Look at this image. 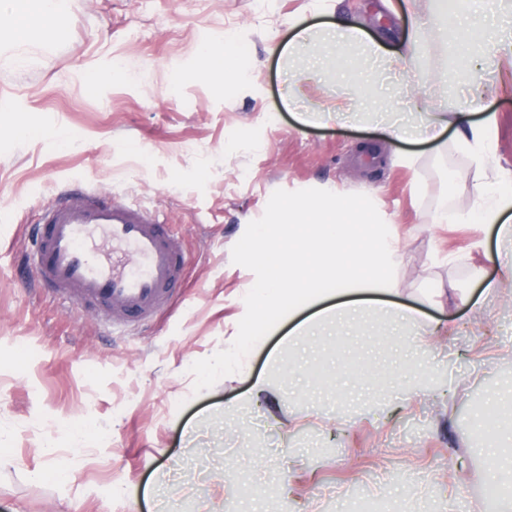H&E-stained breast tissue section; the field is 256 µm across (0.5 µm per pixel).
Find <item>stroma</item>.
<instances>
[{"label": "stroma", "instance_id": "35a3bbf8", "mask_svg": "<svg viewBox=\"0 0 512 512\" xmlns=\"http://www.w3.org/2000/svg\"><path fill=\"white\" fill-rule=\"evenodd\" d=\"M402 13L400 0H65L64 37L22 44L0 29V512H161L149 494L159 481L162 512L188 501L196 512H448L484 495L485 448L512 432V288L484 293L496 237L457 218L483 206L479 186L512 191V74L460 82L447 37L423 34L426 105L500 117L479 162L451 130L380 140L379 103L398 93L362 52L340 59L321 42L311 69L306 55L273 51L297 21L346 18L375 36ZM228 32L236 82L189 80ZM359 71L376 99L351 83ZM347 103L357 121L342 125ZM82 188L149 210L183 248L176 290L147 324L112 323L24 268L42 208ZM339 197L370 198L381 220L348 250L398 235L386 297L440 325L424 356L438 386L404 389L400 336L372 319L309 337L289 379L271 365L287 318L245 339L265 276L249 242L318 246L314 226L273 218ZM448 286L444 304L436 291ZM262 380L269 401L247 405ZM488 400L483 427L475 410ZM84 427L92 435L73 451ZM58 465L66 481L47 479Z\"/></svg>", "mask_w": 512, "mask_h": 512}]
</instances>
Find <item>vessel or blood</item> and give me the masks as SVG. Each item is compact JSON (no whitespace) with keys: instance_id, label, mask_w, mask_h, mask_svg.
Returning <instances> with one entry per match:
<instances>
[{"instance_id":"vessel-or-blood-1","label":"vessel or blood","mask_w":512,"mask_h":512,"mask_svg":"<svg viewBox=\"0 0 512 512\" xmlns=\"http://www.w3.org/2000/svg\"><path fill=\"white\" fill-rule=\"evenodd\" d=\"M129 245L138 259L129 274L111 270L83 250L92 231ZM184 263L179 241L149 211L77 192L46 205L33 252L38 281L80 305H95L113 320L143 322L164 305Z\"/></svg>"}]
</instances>
